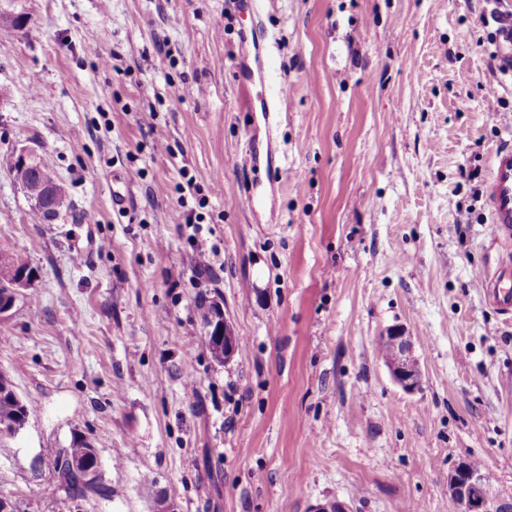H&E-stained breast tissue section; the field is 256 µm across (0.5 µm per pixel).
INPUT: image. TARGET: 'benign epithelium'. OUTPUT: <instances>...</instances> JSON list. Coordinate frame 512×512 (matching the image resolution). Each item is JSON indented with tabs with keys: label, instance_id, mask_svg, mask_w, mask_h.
<instances>
[{
	"label": "benign epithelium",
	"instance_id": "7a95c632",
	"mask_svg": "<svg viewBox=\"0 0 512 512\" xmlns=\"http://www.w3.org/2000/svg\"><path fill=\"white\" fill-rule=\"evenodd\" d=\"M41 155L34 149H20L12 153V161L21 168L34 166ZM395 342V355L384 360L392 380L405 392L413 393L421 388L422 373L414 354L411 337L404 328L392 326L383 332ZM79 471L86 492L94 493L102 484L100 463H70ZM448 495L456 503L458 512H512V498L501 496L495 485L488 482L483 473L465 458L458 460L448 473Z\"/></svg>",
	"mask_w": 512,
	"mask_h": 512
}]
</instances>
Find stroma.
I'll list each match as a JSON object with an SVG mask.
<instances>
[{"label":"stroma","instance_id":"1","mask_svg":"<svg viewBox=\"0 0 512 512\" xmlns=\"http://www.w3.org/2000/svg\"><path fill=\"white\" fill-rule=\"evenodd\" d=\"M510 9L0 0V253L37 271L0 318V373L34 408L0 438L14 512H457L462 457L512 496V322L478 284L512 257L488 247L484 197L512 129L487 19ZM270 57L291 89L271 133L244 122ZM21 148L68 189L52 223L4 162ZM283 165L295 178L274 186ZM203 306L240 338L228 361ZM392 325L420 361L413 394L378 354ZM76 436L111 499L50 492L45 451Z\"/></svg>","mask_w":512,"mask_h":512}]
</instances>
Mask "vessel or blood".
I'll list each match as a JSON object with an SVG mask.
<instances>
[{
  "label": "vessel or blood",
  "instance_id": "vessel-or-blood-1",
  "mask_svg": "<svg viewBox=\"0 0 512 512\" xmlns=\"http://www.w3.org/2000/svg\"><path fill=\"white\" fill-rule=\"evenodd\" d=\"M269 95L263 100L262 119L274 125L281 117V109L288 97L287 86L274 80L272 70H263L260 76ZM489 211L488 236L492 244L512 242V137L502 140L493 153L492 173L485 186ZM481 287L488 304L501 314L512 313V266L480 274Z\"/></svg>",
  "mask_w": 512,
  "mask_h": 512
}]
</instances>
